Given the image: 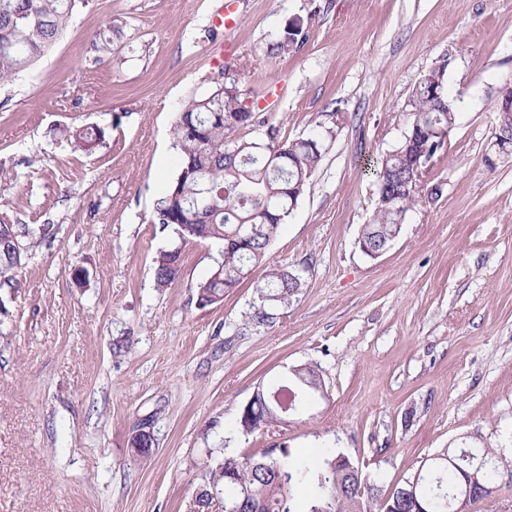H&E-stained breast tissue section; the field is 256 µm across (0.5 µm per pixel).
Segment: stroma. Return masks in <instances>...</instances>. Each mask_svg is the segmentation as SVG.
<instances>
[{"instance_id":"stroma-1","label":"stroma","mask_w":512,"mask_h":512,"mask_svg":"<svg viewBox=\"0 0 512 512\" xmlns=\"http://www.w3.org/2000/svg\"><path fill=\"white\" fill-rule=\"evenodd\" d=\"M89 0L40 61L0 86V213L35 231L0 287V512H219L198 502L225 455L285 448L349 456L379 490L449 444L505 462L467 512H512V157L494 100L512 83V0ZM303 42L268 54L292 21ZM445 69L454 126L399 236L359 239L377 206L364 165L410 129V96ZM235 79L256 140L323 141L322 160L269 247L302 277L270 322L251 283L202 306L219 247L179 243L152 215L178 173L180 106ZM103 128L94 149L72 131ZM181 247L178 280L155 284ZM87 271L86 280L73 276ZM324 397L249 435L240 408L290 368ZM150 422L153 446L130 441ZM182 262L181 247L164 250L155 259V283L166 288L176 282Z\"/></svg>"}]
</instances>
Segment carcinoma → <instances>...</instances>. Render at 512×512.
Here are the masks:
<instances>
[{
    "label": "carcinoma",
    "mask_w": 512,
    "mask_h": 512,
    "mask_svg": "<svg viewBox=\"0 0 512 512\" xmlns=\"http://www.w3.org/2000/svg\"><path fill=\"white\" fill-rule=\"evenodd\" d=\"M88 0H0V84L15 78L39 60L56 43L72 19L76 2ZM302 42V34L290 40L281 37L270 44V53L286 54ZM235 83L225 82L207 97L188 100L178 113L173 135L179 148V173L157 201L153 223L171 229L178 239L213 241L222 246L220 260L211 276L197 286V300L211 305L224 293L246 280L252 281L258 305L249 320L263 324L272 319L269 307L288 305L302 287L301 278L271 263L270 244L293 212L288 188L301 197L322 160L318 137L288 141L269 127L266 139L238 140L230 145L226 134L232 127L224 117L244 113L241 127L257 124L256 110L233 93ZM415 134L391 153L367 163H376L378 206L372 220L363 225L360 242L372 251L391 246L398 237L407 212L416 201L422 172L413 166L416 155L433 158L443 148L434 132L448 128V113L455 100L432 94L429 84L417 85L410 99ZM77 147L88 150L104 139V129L72 132ZM404 198V207L393 202ZM23 230L8 218H0V279L10 285L13 270L22 266ZM182 262L181 248L164 250L155 259V283L166 288L176 282ZM322 386L318 368L306 365L288 382L272 387L280 399L298 412L309 405ZM278 423L272 399H256L240 410L236 426L244 434ZM502 461L489 447H448L435 453L415 481V498L381 496L364 477L352 480L339 456L326 454L319 460L294 456L285 448L280 455L224 457L209 473V486L222 488L224 500L238 512H454V495L464 487L465 473L476 470L482 487L493 482ZM309 486L311 496L297 510L293 491Z\"/></svg>",
    "instance_id": "obj_1"
}]
</instances>
